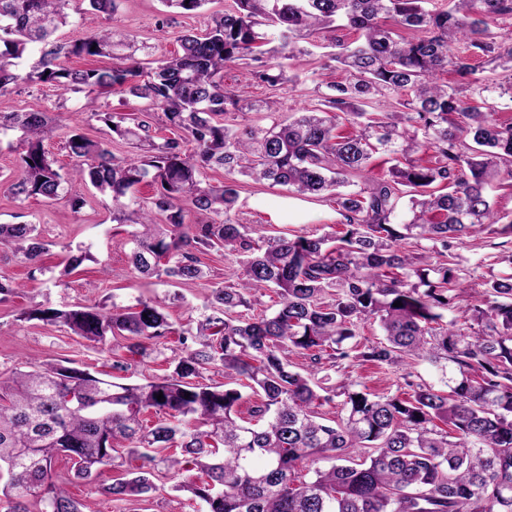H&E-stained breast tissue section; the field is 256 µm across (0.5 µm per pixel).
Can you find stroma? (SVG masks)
Instances as JSON below:
<instances>
[{
	"label": "stroma",
	"instance_id": "1",
	"mask_svg": "<svg viewBox=\"0 0 512 512\" xmlns=\"http://www.w3.org/2000/svg\"><path fill=\"white\" fill-rule=\"evenodd\" d=\"M231 0H209L201 12L172 13L162 0H118L115 13L102 14L94 22L85 23L79 13H71L70 22L59 36L74 41L89 35L93 29L115 28L135 37L143 44L140 58L154 60L178 48L177 36L185 31H203L212 14L223 12ZM349 39L348 31L332 33L318 30L310 42L319 63L318 69L301 71L297 80L276 91H269L248 78L246 69L231 64L224 69V85L248 102H258L275 96L278 112L275 117L256 111L232 112L226 123L237 130L269 125L271 119H285L304 111L311 104L317 83L339 80L335 65L329 64L327 47L332 38ZM8 105L27 110L51 112L59 126L56 139L47 148L60 165L70 160L62 149V141L71 131H79L90 138L107 137L103 123L89 119L84 94L70 93L58 97L48 84L31 87L22 93H11ZM23 146L18 134L0 139V224H32L42 240L51 244L47 254L37 264H30L10 249H0V276L14 279L23 286L21 293L0 298V372L26 370L43 363L70 360L74 367L92 372L108 373L113 362L125 366L126 382L136 383L163 374L167 360L181 356L183 347L177 337L160 339L150 357L130 354L122 341L107 345H93L63 328L38 320L22 321V309L43 304L61 308L91 304L112 299L118 304L133 303L135 298L169 300L166 313L171 322L187 328L195 327L202 316L213 288L237 282L243 268L235 256L222 250H210L201 257L208 270L205 280L195 283L170 285L162 280L143 279L130 265L132 250L130 229L112 220L111 197L96 193L84 184H73L71 191L86 200L81 209H73L64 199L48 200L41 197L24 201L13 199L3 184L22 175L20 156ZM239 202L236 217L248 227L253 237L276 235L319 236L338 231L342 218L336 211L334 198L298 196L286 188L270 186L248 177L237 179ZM83 251L88 255L82 266L66 272L71 254ZM452 254L460 268L459 294L444 312L445 321H456L466 326L471 310L478 304L482 283L493 276L512 273V264L506 263L512 254V243L501 236L478 234L454 243ZM440 385L441 371L417 358H407L396 365L376 367L355 359H347L338 368L329 370L328 385L332 388L353 382L378 395H399L405 392V380ZM113 472L103 468L100 476L90 480H76L69 486L73 497L84 505V512H191L187 496L180 485L196 480V470L181 469L155 482L154 490L135 502H113L105 493L112 482Z\"/></svg>",
	"mask_w": 512,
	"mask_h": 512
}]
</instances>
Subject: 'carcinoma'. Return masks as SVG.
I'll return each mask as SVG.
<instances>
[{"instance_id":"obj_1","label":"carcinoma","mask_w":512,"mask_h":512,"mask_svg":"<svg viewBox=\"0 0 512 512\" xmlns=\"http://www.w3.org/2000/svg\"><path fill=\"white\" fill-rule=\"evenodd\" d=\"M70 0H0V97L24 84L83 92L91 117L139 153L118 157L112 143L72 132L65 171L45 149L55 133L50 113L0 108V135L20 133L21 178L8 184L18 200L66 197L74 181L112 198V221L130 226L133 268L172 283L200 281L199 254L225 249L241 257L237 286L212 289L196 332L179 330L156 298L129 306L36 305L22 320L59 325L96 345L127 341L148 356L150 343L178 335L185 353L168 373L143 383L99 378L47 365L0 375V509L83 512L56 464L89 480L102 466L122 468L105 493L129 501L154 488L153 478L191 464L205 479L179 486L203 512H512V274L484 282L469 331L443 322L455 297L452 240L482 229L512 236V221L494 210L488 181L512 179V121L497 100H512V37L493 30L512 16V0H232L201 33L178 38L180 50L145 67V46L117 31L73 42L56 38ZM182 13L209 0H163ZM116 0H88L84 20L116 10ZM346 28L335 44L342 80L319 83L317 103L270 126L238 131L224 115L240 99L224 88V66L248 68L270 87L314 65L298 47L312 31ZM108 57L109 67L66 65ZM281 58L276 65L271 58ZM113 92L147 103L143 117L96 105ZM377 112L369 111L374 105ZM164 115L157 129L148 109ZM350 124L354 131L340 128ZM383 152L392 165L367 174ZM224 170L220 186L203 184ZM242 174L301 195L336 198L343 229L319 237L280 235L255 241L236 219ZM141 183L155 188L131 209L123 202ZM411 203L402 229L393 217ZM208 216L196 224L187 212ZM423 240L436 261L418 266L400 241ZM0 246L36 261L46 244L33 224H0ZM274 288L280 307L245 318L256 294ZM399 301L402 306H394ZM377 319L381 341L358 349L360 325ZM309 356L301 373L286 352ZM426 357L454 369L448 390L406 382L408 397L377 396L342 386L347 416L330 425L318 406L315 376L349 358L394 365ZM327 363H322V360ZM212 366L222 385L196 382ZM260 398L251 420L238 416L244 390ZM190 396H185V393ZM163 394L159 400L156 395ZM157 416L145 423L144 414ZM335 461L305 478V463Z\"/></svg>"}]
</instances>
